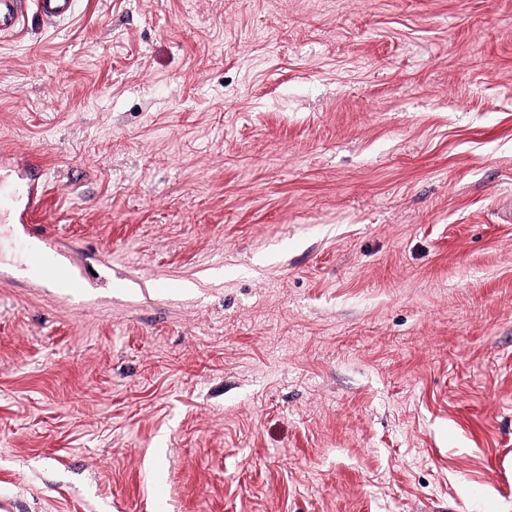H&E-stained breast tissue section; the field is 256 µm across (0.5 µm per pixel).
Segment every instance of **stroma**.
Here are the masks:
<instances>
[{
    "mask_svg": "<svg viewBox=\"0 0 512 512\" xmlns=\"http://www.w3.org/2000/svg\"><path fill=\"white\" fill-rule=\"evenodd\" d=\"M0 152L16 512H512V0L32 12ZM29 264L41 280L62 288H67L70 285L67 273L59 266L48 262L41 255L30 254Z\"/></svg>",
    "mask_w": 512,
    "mask_h": 512,
    "instance_id": "1",
    "label": "stroma"
}]
</instances>
